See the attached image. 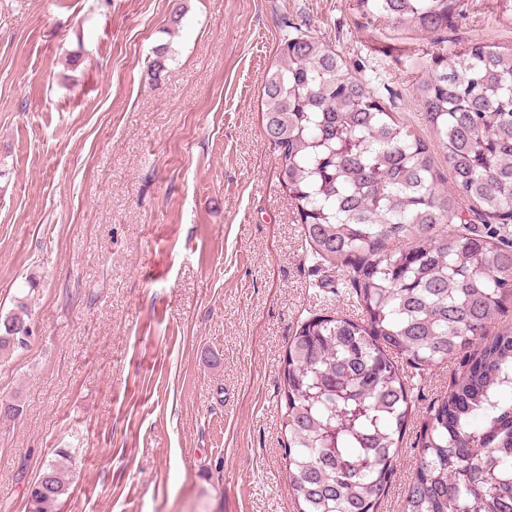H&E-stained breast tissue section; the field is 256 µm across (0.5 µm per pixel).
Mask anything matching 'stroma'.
<instances>
[{
    "mask_svg": "<svg viewBox=\"0 0 512 512\" xmlns=\"http://www.w3.org/2000/svg\"><path fill=\"white\" fill-rule=\"evenodd\" d=\"M290 23L424 138L432 55L512 46L497 0L433 33L354 0H0V311L25 299L33 330L0 358V400L22 405L0 417V512H25L61 449L59 512H294L281 362L303 319L352 308L308 258L262 125ZM452 368L414 378L378 512H403Z\"/></svg>",
    "mask_w": 512,
    "mask_h": 512,
    "instance_id": "1",
    "label": "stroma"
}]
</instances>
